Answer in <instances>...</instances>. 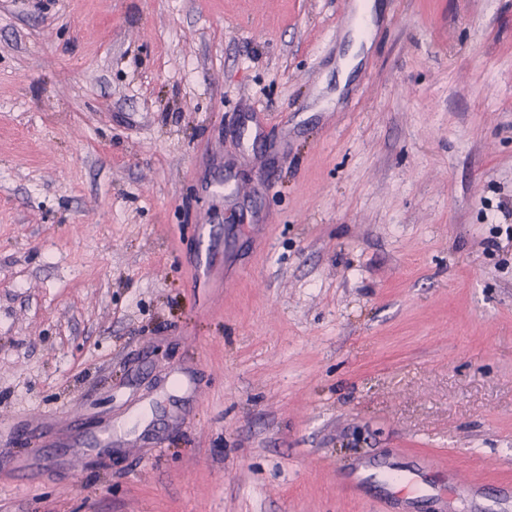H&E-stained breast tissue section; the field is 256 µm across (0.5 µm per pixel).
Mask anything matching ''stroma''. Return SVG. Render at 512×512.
<instances>
[{
    "instance_id": "stroma-1",
    "label": "stroma",
    "mask_w": 512,
    "mask_h": 512,
    "mask_svg": "<svg viewBox=\"0 0 512 512\" xmlns=\"http://www.w3.org/2000/svg\"><path fill=\"white\" fill-rule=\"evenodd\" d=\"M374 2L0 0V512H512V0ZM200 235L207 243L204 252L195 260L196 275L199 279H206L210 276L214 268V226L210 224L199 225Z\"/></svg>"
}]
</instances>
